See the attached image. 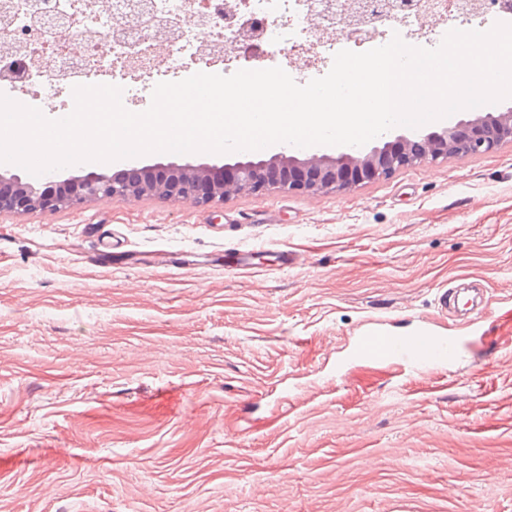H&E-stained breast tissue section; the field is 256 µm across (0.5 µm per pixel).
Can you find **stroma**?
Wrapping results in <instances>:
<instances>
[{
  "label": "stroma",
  "mask_w": 512,
  "mask_h": 512,
  "mask_svg": "<svg viewBox=\"0 0 512 512\" xmlns=\"http://www.w3.org/2000/svg\"><path fill=\"white\" fill-rule=\"evenodd\" d=\"M464 280L490 335L440 314ZM511 306L512 142L341 193L1 214L0 512H512ZM377 321L461 357L346 360Z\"/></svg>",
  "instance_id": "1"
}]
</instances>
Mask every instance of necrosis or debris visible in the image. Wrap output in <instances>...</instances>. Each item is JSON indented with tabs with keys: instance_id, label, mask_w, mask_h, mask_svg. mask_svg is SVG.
<instances>
[{
	"instance_id": "1",
	"label": "necrosis or debris",
	"mask_w": 512,
	"mask_h": 512,
	"mask_svg": "<svg viewBox=\"0 0 512 512\" xmlns=\"http://www.w3.org/2000/svg\"><path fill=\"white\" fill-rule=\"evenodd\" d=\"M94 0H51L73 19L70 38L52 33L24 38L21 52L7 63L24 72L26 99L41 108L69 112L72 88L78 84H116L124 89V106L143 101L161 81H178L196 72L231 75L241 69L282 67L297 83L324 76L334 55L343 49L363 52L387 44L400 35L411 45L433 48L438 30L455 28L460 15L441 11L438 30L419 25V0H398L391 16L377 17V35L361 39L349 29L333 33L329 41L314 43L305 0H207L212 29L203 36L187 30L166 50L144 41L141 31L153 26L151 16L115 34L112 15L94 8ZM48 70L46 78L32 75L34 65Z\"/></svg>"
}]
</instances>
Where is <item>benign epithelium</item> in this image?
Returning <instances> with one entry per match:
<instances>
[{
	"instance_id": "obj_1",
	"label": "benign epithelium",
	"mask_w": 512,
	"mask_h": 512,
	"mask_svg": "<svg viewBox=\"0 0 512 512\" xmlns=\"http://www.w3.org/2000/svg\"><path fill=\"white\" fill-rule=\"evenodd\" d=\"M38 22L47 21L66 29L71 17L51 12L46 0H30ZM370 4L358 0L356 11L346 8L336 14V23L357 22L358 34H373ZM504 142H512V107L462 119L453 126L424 136L397 135L392 140L353 153L313 154L305 158L284 151L268 159L182 164L156 163L122 170L115 175L90 172L68 177L44 188L16 173L0 172V213L55 211L80 205L90 199H178L190 204H209L230 194L262 197L273 191L320 194L345 191L359 183L380 180L416 164L434 163L451 155L488 153Z\"/></svg>"
}]
</instances>
